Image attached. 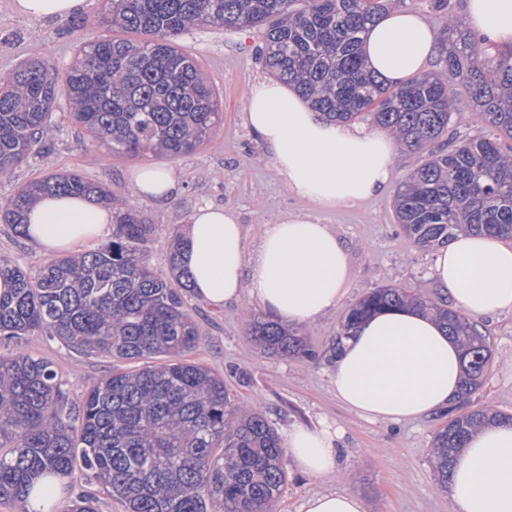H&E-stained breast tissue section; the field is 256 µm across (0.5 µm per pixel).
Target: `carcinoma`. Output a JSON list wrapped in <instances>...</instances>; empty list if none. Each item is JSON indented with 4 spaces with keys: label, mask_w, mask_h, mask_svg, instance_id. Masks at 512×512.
I'll return each instance as SVG.
<instances>
[{
    "label": "carcinoma",
    "mask_w": 512,
    "mask_h": 512,
    "mask_svg": "<svg viewBox=\"0 0 512 512\" xmlns=\"http://www.w3.org/2000/svg\"><path fill=\"white\" fill-rule=\"evenodd\" d=\"M389 0H102L93 23L141 35L87 32L63 77L31 60L0 80V182L50 148L53 108L62 96L72 123L108 149L171 159L195 152L223 120L219 95L177 37L194 28L260 27L259 58L333 121L370 122L427 158L394 198L402 231L422 250L461 232L512 239V48L460 29L445 17L450 45L442 69L392 87L363 59L368 28ZM495 128L444 147L461 116L460 89ZM82 194L112 207V241L49 260L32 274L0 259L14 288L0 295V341L42 334L112 360L80 405L70 402L47 360L23 350L0 354V503L29 512L31 494L48 512H97L92 494L59 505L52 479L92 475L125 512H273L287 482V448L257 409L242 411L224 378L182 356L202 340L186 307L188 273L175 237L169 271L149 243L159 229L125 197L76 172L31 181L0 202V222L24 235L26 211L41 194ZM414 307L462 347L464 376L448 421L435 432L430 464L448 487L454 455L487 422L512 413L471 409L491 349L485 335L446 300L409 285L365 293L340 322L337 340L367 316ZM263 350L312 358L302 329L241 311Z\"/></svg>",
    "instance_id": "obj_1"
}]
</instances>
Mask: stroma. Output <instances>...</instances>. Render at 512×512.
Wrapping results in <instances>:
<instances>
[{
	"label": "stroma",
	"instance_id": "obj_1",
	"mask_svg": "<svg viewBox=\"0 0 512 512\" xmlns=\"http://www.w3.org/2000/svg\"><path fill=\"white\" fill-rule=\"evenodd\" d=\"M101 5V0H84L78 13L37 20L16 13L13 0H0V78L34 56L64 70L79 44L76 23L96 19ZM179 42L198 60L223 100L221 125L196 152L176 159L112 154L70 123L67 102L61 99L52 114L56 131L51 150L30 157L11 180L1 182L0 200L22 184L59 172L75 171L88 181L110 185L158 224L150 250L154 264L161 268L167 265L175 235L184 233L189 216L201 207L234 213L250 253L257 250L264 225L286 216L309 215L328 225L349 247L350 272L341 304L305 325L309 344L320 352L318 360L275 356L257 347L239 320L248 299L213 307L192 294L187 297L189 310L200 326L202 341L186 358L223 376L236 403L261 409L280 436L323 419L344 429L335 474L314 479L289 471L276 512H302L309 495L332 490L357 494L366 512H455L447 493L436 487L429 463L431 438L442 424L439 413L400 424L367 420L343 408L331 385L330 351L338 325L364 293L400 283L412 284L428 296L444 292L431 274L432 252L417 248L402 232L393 211L392 190L421 162V155L398 150L391 192L354 205L319 207L288 191L247 123L246 94L269 76L256 58L263 42L261 29H195ZM144 166L175 170L182 192L164 204L140 195L131 176ZM0 257L34 272L50 259L11 225L1 223ZM475 323L487 338L492 359L472 406L512 413V313L479 317ZM21 347L53 363L75 404L112 370L110 359L78 353L45 336L24 337Z\"/></svg>",
	"mask_w": 512,
	"mask_h": 512
}]
</instances>
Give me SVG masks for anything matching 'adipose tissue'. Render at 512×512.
<instances>
[{
  "label": "adipose tissue",
  "instance_id": "obj_1",
  "mask_svg": "<svg viewBox=\"0 0 512 512\" xmlns=\"http://www.w3.org/2000/svg\"><path fill=\"white\" fill-rule=\"evenodd\" d=\"M465 23L499 47L512 45V0H467ZM363 56L382 80L402 84L442 53L435 27L421 14L395 9L370 27ZM247 120L292 193L322 207L355 203L391 185L395 141L383 130L330 121L275 80L255 83ZM137 191L167 201L179 190L174 170L144 166ZM26 233L47 252H72L112 230V211L81 195H46L29 209ZM236 217L221 208L194 211L181 264L195 295L220 307L249 297L286 322H311L336 308L349 277L348 247L327 225L290 216L266 225L261 245L247 255ZM432 274L467 315L512 312V246L490 235L459 234L434 256ZM458 346L429 317L385 312L363 323L338 351L332 383L349 411L404 422L456 399ZM344 433L329 423L299 426L285 446L299 471L335 472ZM448 493L456 512H512V424L491 423L456 456Z\"/></svg>",
  "mask_w": 512,
  "mask_h": 512
}]
</instances>
